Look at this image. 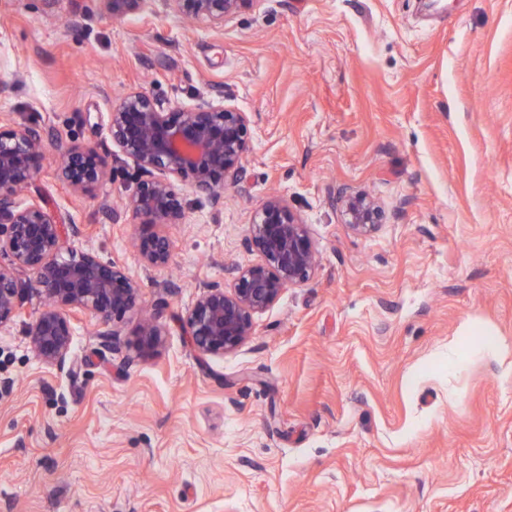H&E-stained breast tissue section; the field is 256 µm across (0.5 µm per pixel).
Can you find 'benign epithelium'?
I'll return each instance as SVG.
<instances>
[{
	"instance_id": "benign-epithelium-1",
	"label": "benign epithelium",
	"mask_w": 512,
	"mask_h": 512,
	"mask_svg": "<svg viewBox=\"0 0 512 512\" xmlns=\"http://www.w3.org/2000/svg\"><path fill=\"white\" fill-rule=\"evenodd\" d=\"M118 21L141 14L152 0H100ZM187 18L204 17L217 28L243 9L262 0H164ZM248 113L226 104L222 94L187 106L163 101L145 89L130 90L109 113L112 145L144 174L123 210L112 211V222L129 215L142 224L135 246L151 268L171 265L173 243L156 231L164 224H183L186 205L174 182L189 181L196 192L219 201L224 188L240 186L243 161L250 150ZM65 158L58 167L73 192L94 193L112 173V155L63 139L38 125L0 120V328L19 315L21 288L17 272L33 276V286L47 306L33 321L28 336L43 361L62 365L70 357L73 329L69 312L89 311L103 322L119 321L138 302L140 283L126 268L103 260L88 249L67 244L65 224L42 199L18 201L53 163L46 142ZM162 177H154V173ZM344 222L367 234L386 223V211L365 194L340 192ZM244 246L261 257L251 265L228 267L231 283L210 285L185 318L191 347L202 355L238 350L253 336L254 318L274 305L287 288L306 283L315 272L316 248L308 224L283 199L268 198L255 211ZM165 306L134 333L137 356L153 355L165 335Z\"/></svg>"
}]
</instances>
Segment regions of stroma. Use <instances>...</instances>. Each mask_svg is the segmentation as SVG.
<instances>
[{"label":"stroma","instance_id":"stroma-1","mask_svg":"<svg viewBox=\"0 0 512 512\" xmlns=\"http://www.w3.org/2000/svg\"><path fill=\"white\" fill-rule=\"evenodd\" d=\"M0 116L111 151L108 117L145 89L249 113L241 188H176L169 269L146 267L140 177L121 154L95 195L45 169L28 190L75 246L143 285L111 325L71 312L65 365L27 328V271L0 328V512H512V0H262L216 29L155 0L113 20L99 0H0ZM372 196L360 235L331 192ZM277 194L308 224L314 276L256 315L238 351L203 356L182 321ZM167 304L149 358L140 315ZM115 339H108L111 330Z\"/></svg>","mask_w":512,"mask_h":512}]
</instances>
